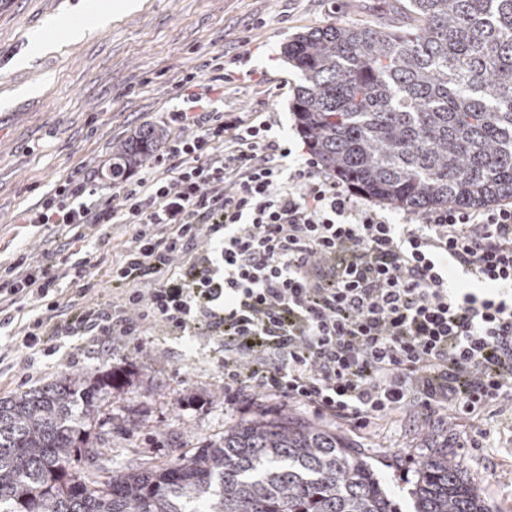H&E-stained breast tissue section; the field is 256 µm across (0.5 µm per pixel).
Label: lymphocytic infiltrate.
<instances>
[{
    "mask_svg": "<svg viewBox=\"0 0 512 512\" xmlns=\"http://www.w3.org/2000/svg\"><path fill=\"white\" fill-rule=\"evenodd\" d=\"M235 57L212 56L182 80L178 133L151 171L56 185L23 223L61 226L57 264L26 253L0 265V329L23 317L17 343L49 336L224 339V389L314 408L369 427L411 407L422 420L512 401V202L443 206L397 222L368 194L298 156L259 116L214 110ZM126 224L131 244L108 274L124 292L105 308L61 304L67 278L94 290L82 243ZM470 289L451 287L449 269Z\"/></svg>",
    "mask_w": 512,
    "mask_h": 512,
    "instance_id": "1",
    "label": "lymphocytic infiltrate"
}]
</instances>
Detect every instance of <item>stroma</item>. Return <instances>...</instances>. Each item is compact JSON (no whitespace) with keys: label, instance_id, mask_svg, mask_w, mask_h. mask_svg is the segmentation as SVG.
<instances>
[{"label":"stroma","instance_id":"1","mask_svg":"<svg viewBox=\"0 0 512 512\" xmlns=\"http://www.w3.org/2000/svg\"><path fill=\"white\" fill-rule=\"evenodd\" d=\"M123 0H0V262L18 245L34 261H55L64 238L50 224H24L57 182L107 168L113 144L142 125L174 136L170 114L183 106L180 81L205 72L218 53L240 55L245 77L225 85L218 110L270 119L274 132L295 145L303 139L291 110L298 70L282 48L294 34L330 23L373 22L404 27L396 0H141L124 13ZM112 14L110 25L75 44L36 54L34 35L80 13ZM122 224L103 225L89 250L96 284L88 303L118 297L106 262L131 240ZM221 337L194 339L151 328L141 344L87 336L54 355L32 352L0 334V397L57 376L113 371L119 379L100 416L112 439L116 468L162 465L219 440L225 429L258 411L285 412L317 425L326 420L296 403L251 405L224 395ZM342 435L377 469L398 512H413L418 462L445 449L460 462L489 512H512V403L469 419L441 412L421 422L414 410L371 430Z\"/></svg>","mask_w":512,"mask_h":512}]
</instances>
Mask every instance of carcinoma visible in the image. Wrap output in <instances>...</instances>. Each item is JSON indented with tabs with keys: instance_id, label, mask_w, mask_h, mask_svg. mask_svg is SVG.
Segmentation results:
<instances>
[{
	"instance_id": "carcinoma-1",
	"label": "carcinoma",
	"mask_w": 512,
	"mask_h": 512,
	"mask_svg": "<svg viewBox=\"0 0 512 512\" xmlns=\"http://www.w3.org/2000/svg\"><path fill=\"white\" fill-rule=\"evenodd\" d=\"M407 31L331 23L288 40L298 126L324 170L411 211L512 200V0H407ZM146 125L112 148L143 164ZM112 372L0 397V512H397L335 431L282 416L224 430L162 466L112 469L93 432ZM415 512H487L459 463L423 459Z\"/></svg>"
}]
</instances>
